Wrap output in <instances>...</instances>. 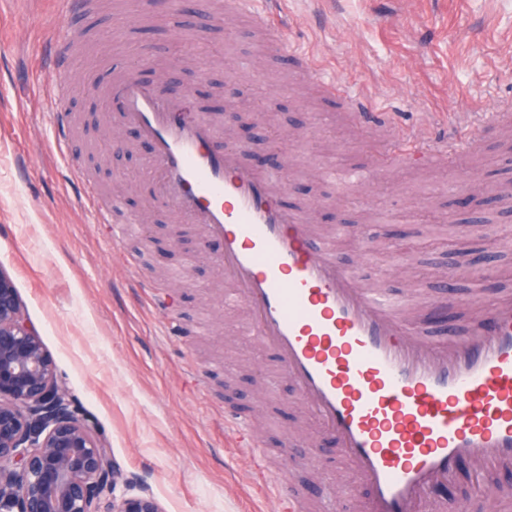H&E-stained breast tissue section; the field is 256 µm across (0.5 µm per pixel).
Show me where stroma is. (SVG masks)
Here are the masks:
<instances>
[{
    "mask_svg": "<svg viewBox=\"0 0 512 512\" xmlns=\"http://www.w3.org/2000/svg\"><path fill=\"white\" fill-rule=\"evenodd\" d=\"M217 4L191 0L177 31L153 0H96L80 21L87 35L78 75L106 82L109 59L149 49L152 65L136 71L143 83L191 94L196 111L210 114L234 99L240 119L222 132L246 142L254 167L273 125L282 155L297 160L284 201L306 207L340 261L404 302L425 337L474 325L473 299L512 292V206L463 204L465 180L496 195L512 186V124L468 146L475 121L512 105V0H257V12L277 13L288 46L373 111L392 113L395 130L452 147L437 164H396L355 187L324 180L322 167H372L381 142L292 64L270 62L250 19L213 25ZM68 22L59 0H0V269L59 383L163 512H273L268 479L280 439L301 437L312 423L279 381L276 354L244 335L245 311L225 308L202 228L183 224L174 236L165 219L139 230L152 208L122 183L112 153L117 113L101 119L82 111L84 96L55 98L41 59ZM61 106L72 125L67 160L52 147L50 115ZM70 163L133 218L121 243L109 225L91 222ZM375 224L384 239H367ZM173 320L181 335H166ZM265 389L266 448L257 455L225 431L224 401L244 411ZM508 485L512 471L464 460L445 494L481 512L489 493Z\"/></svg>",
    "mask_w": 512,
    "mask_h": 512,
    "instance_id": "stroma-1",
    "label": "stroma"
}]
</instances>
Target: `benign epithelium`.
Returning <instances> with one entry per match:
<instances>
[{
	"label": "benign epithelium",
	"instance_id": "1",
	"mask_svg": "<svg viewBox=\"0 0 512 512\" xmlns=\"http://www.w3.org/2000/svg\"><path fill=\"white\" fill-rule=\"evenodd\" d=\"M71 396L8 274L0 269V512H162L126 490Z\"/></svg>",
	"mask_w": 512,
	"mask_h": 512
}]
</instances>
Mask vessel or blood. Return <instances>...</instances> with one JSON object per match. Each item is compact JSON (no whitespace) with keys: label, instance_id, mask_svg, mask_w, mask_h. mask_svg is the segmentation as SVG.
<instances>
[{"label":"vessel or blood","instance_id":"vessel-or-blood-1","mask_svg":"<svg viewBox=\"0 0 512 512\" xmlns=\"http://www.w3.org/2000/svg\"><path fill=\"white\" fill-rule=\"evenodd\" d=\"M254 18L274 57L292 58L324 92L340 94L373 135L391 128L389 113L365 111L315 63L289 54L271 16ZM81 44L72 26L50 44L58 96L77 90L70 73ZM89 91L119 104L123 124L151 143L158 211L218 243L213 260L228 288L225 304L244 307L250 335L277 353L320 435L335 441L365 488L363 512H446L433 490L454 478L459 460L512 468V295L490 303L485 327L429 340L411 328L403 305L315 241L305 212L284 204L280 173H257L242 145H218L215 125L189 97L166 95L118 68ZM447 154V146L411 138L390 143L387 157L431 164ZM82 186L96 223L122 239L117 204L103 202L90 179ZM224 426L245 447H262L246 417L225 410ZM274 479L288 488L277 512H313L293 470L281 468Z\"/></svg>","mask_w":512,"mask_h":512}]
</instances>
